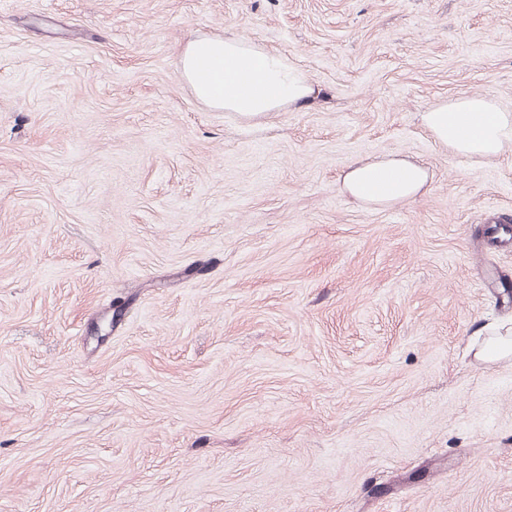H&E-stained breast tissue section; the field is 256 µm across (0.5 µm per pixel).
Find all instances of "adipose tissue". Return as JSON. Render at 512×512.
Masks as SVG:
<instances>
[{"mask_svg": "<svg viewBox=\"0 0 512 512\" xmlns=\"http://www.w3.org/2000/svg\"><path fill=\"white\" fill-rule=\"evenodd\" d=\"M181 78L204 104L263 122L308 101L309 76L283 54L241 36L198 37L180 49ZM421 119L435 141L456 156L494 159L512 151V112L492 98L462 95L430 106ZM429 172L402 156L350 163L339 190L353 201L386 206L428 192Z\"/></svg>", "mask_w": 512, "mask_h": 512, "instance_id": "adipose-tissue-1", "label": "adipose tissue"}]
</instances>
